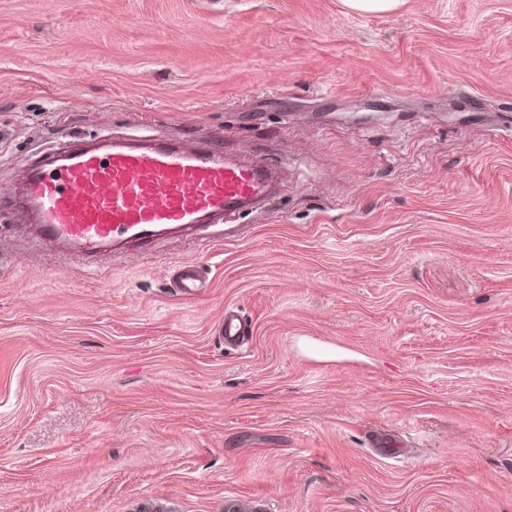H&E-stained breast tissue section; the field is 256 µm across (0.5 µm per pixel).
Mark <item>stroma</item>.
Wrapping results in <instances>:
<instances>
[{
  "mask_svg": "<svg viewBox=\"0 0 512 512\" xmlns=\"http://www.w3.org/2000/svg\"><path fill=\"white\" fill-rule=\"evenodd\" d=\"M105 131L281 190L90 265L0 209V512H512V0H0V197ZM175 287L186 298H193L206 288L198 268L195 265H184L176 273ZM221 334L224 336L226 348L240 349L247 341L248 329L240 316L228 309L224 312Z\"/></svg>",
  "mask_w": 512,
  "mask_h": 512,
  "instance_id": "35a3bbf8",
  "label": "stroma"
}]
</instances>
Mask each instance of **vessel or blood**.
Returning <instances> with one entry per match:
<instances>
[{
    "label": "vessel or blood",
    "instance_id": "obj_1",
    "mask_svg": "<svg viewBox=\"0 0 512 512\" xmlns=\"http://www.w3.org/2000/svg\"><path fill=\"white\" fill-rule=\"evenodd\" d=\"M98 147L72 141L49 163L24 170L20 207L36 217L47 245L91 259L134 244L148 245L175 231L200 239L223 235L219 219H233L270 201L275 164L239 163L206 145L98 137ZM175 286L186 298L205 287L198 269L182 266ZM224 345L241 348L248 329L226 310Z\"/></svg>",
    "mask_w": 512,
    "mask_h": 512
}]
</instances>
